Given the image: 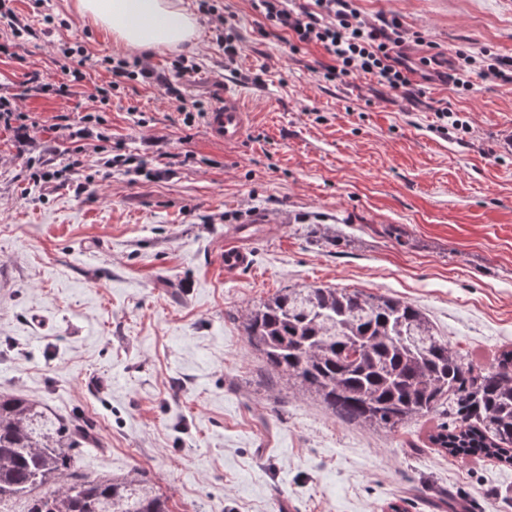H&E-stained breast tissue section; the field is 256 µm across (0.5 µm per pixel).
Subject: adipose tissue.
Returning <instances> with one entry per match:
<instances>
[{"label":"adipose tissue","instance_id":"adipose-tissue-1","mask_svg":"<svg viewBox=\"0 0 512 512\" xmlns=\"http://www.w3.org/2000/svg\"><path fill=\"white\" fill-rule=\"evenodd\" d=\"M71 9L119 50H173L195 45L199 36L198 19L183 0H72Z\"/></svg>","mask_w":512,"mask_h":512}]
</instances>
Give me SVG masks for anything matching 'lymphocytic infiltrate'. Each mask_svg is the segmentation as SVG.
<instances>
[{
	"label": "lymphocytic infiltrate",
	"instance_id": "lymphocytic-infiltrate-1",
	"mask_svg": "<svg viewBox=\"0 0 512 512\" xmlns=\"http://www.w3.org/2000/svg\"><path fill=\"white\" fill-rule=\"evenodd\" d=\"M252 9L274 28L291 37L295 45H317L329 57L324 77L333 81L353 75H370L379 85L409 95L416 69L427 70L435 57H421L410 65L398 49L406 32L393 17L379 16L375 21L362 19L354 0H251ZM458 63L447 80L456 88L472 90L474 76H494L512 81V60L492 58L487 67L475 69L474 58L459 51Z\"/></svg>",
	"mask_w": 512,
	"mask_h": 512
}]
</instances>
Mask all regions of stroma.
<instances>
[{
  "label": "stroma",
  "mask_w": 512,
  "mask_h": 512,
  "mask_svg": "<svg viewBox=\"0 0 512 512\" xmlns=\"http://www.w3.org/2000/svg\"><path fill=\"white\" fill-rule=\"evenodd\" d=\"M220 2L240 35L234 70L202 15L196 46L142 54L152 78L106 105L95 94L112 45L70 0H14L30 26L20 41L0 19V102L25 116L0 123V392L90 421L75 468L144 470L172 512H434L448 495L512 512V465L430 447L446 409L391 432L343 422L272 387L243 325L280 289L323 285L414 305L474 367L512 348V82L463 92L416 74L418 95L403 97L369 76L329 81L322 47L293 48L250 0ZM356 6L397 17L411 58L512 59V0ZM65 41L85 48V80L36 90L32 76L56 84L74 67ZM182 55L198 68L178 101L164 81ZM226 96L249 114L239 143L185 124L181 102ZM444 104L468 133L432 130ZM113 154L162 174L104 168ZM46 170L57 179L35 182ZM235 236L248 262L227 275Z\"/></svg>",
  "instance_id": "35a3bbf8"
}]
</instances>
